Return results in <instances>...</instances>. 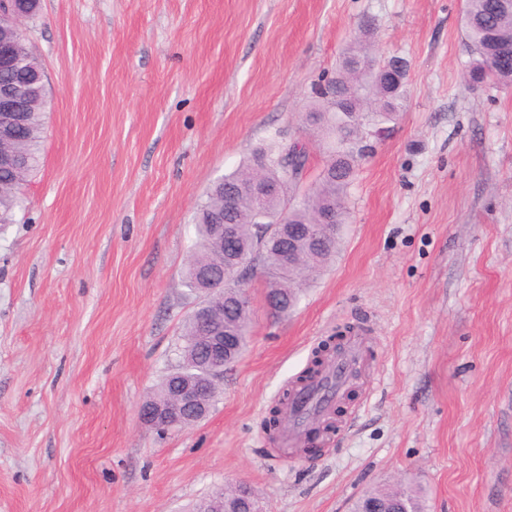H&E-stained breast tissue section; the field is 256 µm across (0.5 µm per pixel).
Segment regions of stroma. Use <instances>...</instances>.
Listing matches in <instances>:
<instances>
[{
    "label": "stroma",
    "mask_w": 512,
    "mask_h": 512,
    "mask_svg": "<svg viewBox=\"0 0 512 512\" xmlns=\"http://www.w3.org/2000/svg\"><path fill=\"white\" fill-rule=\"evenodd\" d=\"M463 0H40L41 164L0 225V512H192L247 482L264 512H351L413 484L430 512H512V88L465 82ZM407 63L406 107L348 194L335 256L254 336L209 416L141 404L179 363L198 199L300 114L363 20ZM370 352L309 459L263 420L315 348Z\"/></svg>",
    "instance_id": "1"
}]
</instances>
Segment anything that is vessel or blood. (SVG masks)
Instances as JSON below:
<instances>
[{
  "label": "vessel or blood",
  "mask_w": 512,
  "mask_h": 512,
  "mask_svg": "<svg viewBox=\"0 0 512 512\" xmlns=\"http://www.w3.org/2000/svg\"><path fill=\"white\" fill-rule=\"evenodd\" d=\"M367 353L365 341L353 338L328 369L293 389L288 414L279 429L281 446L293 444L313 418L325 416L330 411L332 403L344 395L351 376L365 365Z\"/></svg>",
  "instance_id": "b4317fda"
}]
</instances>
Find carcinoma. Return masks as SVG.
<instances>
[{
    "mask_svg": "<svg viewBox=\"0 0 512 512\" xmlns=\"http://www.w3.org/2000/svg\"><path fill=\"white\" fill-rule=\"evenodd\" d=\"M461 28L471 50L479 56L466 72L469 83L511 86L512 56L503 65L495 57L501 47L512 48V0H464ZM3 39L14 43L19 66L1 71L0 83L16 85L29 98L20 138L5 144L23 158L25 167L19 173L0 169V224H12L21 207V185L39 165L47 92L42 87L35 95H29L27 76L42 64L21 29L0 20V41ZM404 102V88L389 86L381 61L355 43L343 53L336 77L318 91L317 100L301 113L302 123L317 130L327 145V159L315 182L306 186L295 175L298 169L308 170L306 150L291 146L286 158L281 151H263L252 162L218 179L196 205L193 224L197 239L185 285L192 292L205 294L203 276L224 272V325L236 328L237 335V347L228 354L230 360L242 355L252 333L253 302L243 276L260 266L265 299L274 301L273 314L286 316L296 308L302 281L336 252L342 225L347 223L346 199L365 159L357 141L371 130L396 122ZM255 177L268 184L272 192L262 199L237 192ZM221 212L232 233V237L224 239L222 248L214 241V221ZM324 214L336 217V230L325 247L317 252L303 248L298 252V263L285 262L281 251L288 248V243L279 240V225L314 224ZM198 335L199 323L190 314L177 346L180 364L174 374L212 376L207 354L198 347ZM372 502L386 508L397 504L403 512H427L423 497L407 488L368 491L356 502L354 512H365Z\"/></svg>",
    "mask_w": 512,
    "mask_h": 512,
    "instance_id": "cac0c4a2",
    "label": "carcinoma"
}]
</instances>
